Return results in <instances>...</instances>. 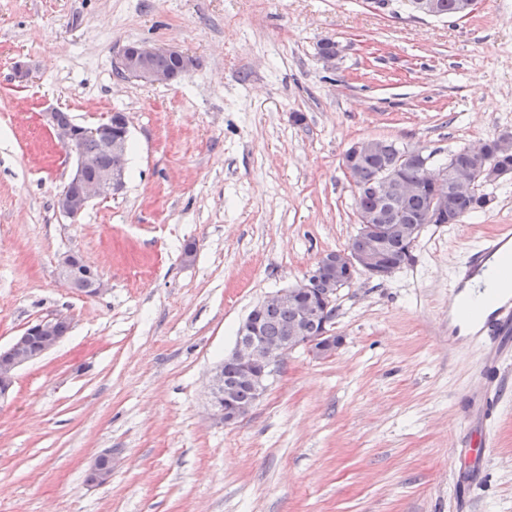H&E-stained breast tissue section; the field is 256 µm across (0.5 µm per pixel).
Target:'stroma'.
I'll list each match as a JSON object with an SVG mask.
<instances>
[{"mask_svg": "<svg viewBox=\"0 0 512 512\" xmlns=\"http://www.w3.org/2000/svg\"><path fill=\"white\" fill-rule=\"evenodd\" d=\"M134 41L197 67L168 85L119 78ZM50 107L83 125L129 118L125 189L75 222L55 206L75 160ZM506 130L512 0L460 19L401 0H0V349L31 322L70 321L0 401V512H459L452 469L484 352L449 331L448 299L469 251L512 225V176L486 185L485 210L427 225L411 265L355 271L336 354H290L237 424L212 416L209 376L255 304L348 249L353 143L437 165ZM68 254L101 295L60 278ZM485 429L466 512H512V387ZM108 448L111 482H87Z\"/></svg>", "mask_w": 512, "mask_h": 512, "instance_id": "obj_1", "label": "stroma"}]
</instances>
